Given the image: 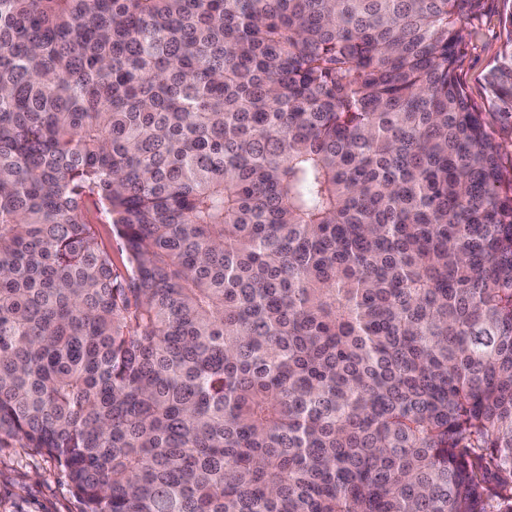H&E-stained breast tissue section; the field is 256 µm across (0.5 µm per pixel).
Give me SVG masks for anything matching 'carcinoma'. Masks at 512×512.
<instances>
[{"label": "carcinoma", "mask_w": 512, "mask_h": 512, "mask_svg": "<svg viewBox=\"0 0 512 512\" xmlns=\"http://www.w3.org/2000/svg\"><path fill=\"white\" fill-rule=\"evenodd\" d=\"M485 4L0 0V442L84 512H512ZM488 1V9L465 31L468 54L461 72L470 97L478 104L485 98V77L495 63L506 35L499 22L502 0ZM90 218L92 222L98 224V229L100 233V237L102 239L103 244L108 249V251L112 255V262L114 266L118 269L124 271V264L126 262L125 252L123 250L121 241L118 237L112 232L111 226L109 224H99L97 223L95 210L93 207L90 208Z\"/></svg>", "instance_id": "cac0c4a2"}]
</instances>
